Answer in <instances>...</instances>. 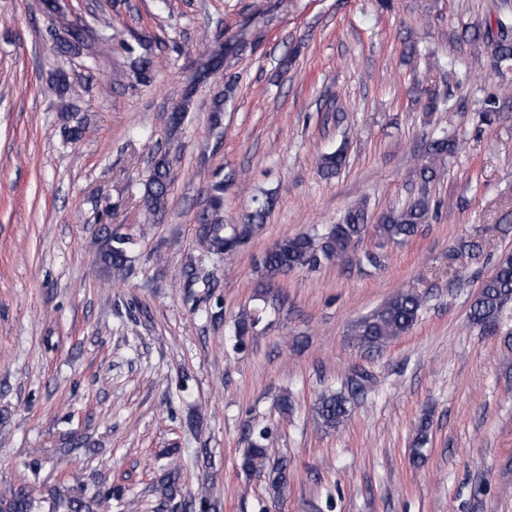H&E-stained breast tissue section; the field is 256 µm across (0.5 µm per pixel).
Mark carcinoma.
I'll return each instance as SVG.
<instances>
[{
  "instance_id": "obj_1",
  "label": "carcinoma",
  "mask_w": 512,
  "mask_h": 512,
  "mask_svg": "<svg viewBox=\"0 0 512 512\" xmlns=\"http://www.w3.org/2000/svg\"><path fill=\"white\" fill-rule=\"evenodd\" d=\"M62 49L78 50L87 45L88 30L71 27L59 38ZM476 49L489 48L500 62L512 60V20H497V39L475 42ZM197 91L194 85L184 88L180 100L173 105L167 117L171 130H177L187 112L189 103ZM67 136L72 140L83 138L88 128L71 113L67 116ZM456 143L446 136L433 138L426 151V160L419 170L420 187L413 199L399 210L382 214L374 233L388 243H401L418 234L422 225L431 219L430 188L444 169L446 158L455 153ZM346 156L337 150L319 159V169L327 177L335 175L345 164ZM174 179L172 165L164 154L154 156L153 166L145 183L143 196L147 211L158 216L165 211L169 186ZM224 180L216 179L207 188V197L197 226V236L203 252L223 256L236 250L243 241L265 223L275 206L273 196H254L251 207L240 224L224 223ZM366 211L361 205L350 209L342 221L333 225L327 235L317 239L300 233L279 240L263 257L260 276L268 282L303 267H315L320 260L338 257L355 245L366 232ZM111 244L100 250L99 261L114 279H124L129 271L128 252L136 243L134 235L113 231L108 234ZM512 302V254L505 253L497 261L492 272L482 282L470 307L469 321L475 325L491 327L499 314ZM423 301L414 292H402L393 296L371 314L359 319L352 326L358 343L367 348L379 347L389 340L407 333L417 322ZM258 322L255 313L242 311L235 324L236 343H246L249 333ZM318 424L328 430L339 427L348 417V398L342 392L323 391L316 403ZM268 428L251 430L250 440L239 457V468L246 474L263 478L266 491L274 498L283 495L288 487V460H272L269 455ZM111 493L87 495L85 489L64 494L51 492V512H103L110 507ZM43 498L35 488L26 483L0 492V512H40Z\"/></svg>"
}]
</instances>
